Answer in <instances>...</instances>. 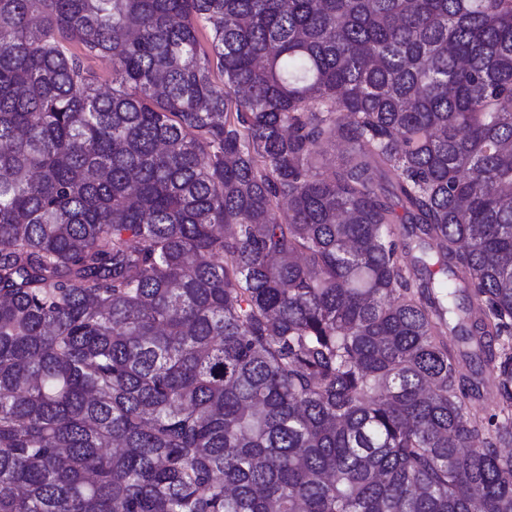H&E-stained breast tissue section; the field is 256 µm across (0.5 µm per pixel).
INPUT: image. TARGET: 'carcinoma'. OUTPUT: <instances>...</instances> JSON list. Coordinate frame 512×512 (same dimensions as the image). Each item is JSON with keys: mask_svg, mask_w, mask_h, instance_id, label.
<instances>
[{"mask_svg": "<svg viewBox=\"0 0 512 512\" xmlns=\"http://www.w3.org/2000/svg\"><path fill=\"white\" fill-rule=\"evenodd\" d=\"M511 446L512 0H0V512H512Z\"/></svg>", "mask_w": 512, "mask_h": 512, "instance_id": "obj_1", "label": "carcinoma"}]
</instances>
